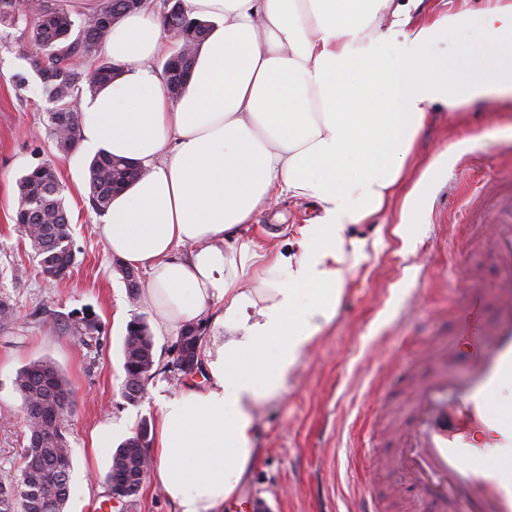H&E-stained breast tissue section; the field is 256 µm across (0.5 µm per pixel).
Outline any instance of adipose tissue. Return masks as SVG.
<instances>
[{
  "label": "adipose tissue",
  "instance_id": "adipose-tissue-1",
  "mask_svg": "<svg viewBox=\"0 0 512 512\" xmlns=\"http://www.w3.org/2000/svg\"><path fill=\"white\" fill-rule=\"evenodd\" d=\"M423 0H184L216 22L186 92L150 63L173 46L153 15H127L100 45L120 74L81 105L80 145L142 161L99 234L147 271L158 335L210 315L202 382L158 396L151 480L175 512H223L256 464L258 406L285 389L336 315L366 256L347 237L390 203L435 104L512 98V0L436 13ZM458 63L432 45L464 31ZM313 215L295 240L243 239L283 197Z\"/></svg>",
  "mask_w": 512,
  "mask_h": 512
}]
</instances>
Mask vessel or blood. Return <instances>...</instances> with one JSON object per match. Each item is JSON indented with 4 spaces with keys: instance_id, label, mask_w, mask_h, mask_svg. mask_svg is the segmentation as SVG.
I'll return each mask as SVG.
<instances>
[{
    "instance_id": "1",
    "label": "vessel or blood",
    "mask_w": 512,
    "mask_h": 512,
    "mask_svg": "<svg viewBox=\"0 0 512 512\" xmlns=\"http://www.w3.org/2000/svg\"><path fill=\"white\" fill-rule=\"evenodd\" d=\"M491 224L482 247L497 275L459 289L455 332L436 349L464 372L421 383L391 453L395 470L439 512H512V466L485 463L488 449L512 448V412L489 409L512 379V193L498 199Z\"/></svg>"
}]
</instances>
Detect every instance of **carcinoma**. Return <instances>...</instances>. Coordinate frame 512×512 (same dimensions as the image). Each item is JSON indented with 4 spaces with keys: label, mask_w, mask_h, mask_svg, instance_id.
I'll list each match as a JSON object with an SVG mask.
<instances>
[{
    "label": "carcinoma",
    "mask_w": 512,
    "mask_h": 512,
    "mask_svg": "<svg viewBox=\"0 0 512 512\" xmlns=\"http://www.w3.org/2000/svg\"><path fill=\"white\" fill-rule=\"evenodd\" d=\"M126 7L127 0H100L97 10L77 25L63 0H40L35 11L30 0H0V25L14 26L15 17L23 18L34 11V22L25 32L26 42L37 44L42 50L33 61L43 95L53 104L47 112V122L54 147L61 154L73 151L80 141L81 113L71 111L70 102L84 94L96 95L118 75V68L98 55V48ZM160 7L163 30L178 36L173 56L162 65L165 83L178 99L185 92L199 49L214 24L189 18L177 0L169 5L163 2ZM146 173V167L138 161L99 151L88 170L91 207L100 214L106 213L112 197ZM57 183V171L48 162L23 174L17 183L14 223L39 257L38 273L63 282L71 277L75 251L65 196L55 192ZM62 329L90 343L96 339L99 325L92 316L74 312L63 322ZM202 342V325L188 324L177 338L179 351L174 362L197 359ZM123 355V396L136 403L152 379L155 365L153 336L145 319L128 324ZM15 387L23 401L28 442L22 448L19 478L4 487L0 485V512H63L73 469L65 422L73 408H68L58 420L54 419V410L63 400L73 402V390L47 360L32 361L22 367L16 374ZM149 444L148 427L142 425L115 448L106 474L109 486L122 489L128 497L139 492L144 463L150 462L146 453Z\"/></svg>",
    "instance_id": "obj_1"
}]
</instances>
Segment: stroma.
<instances>
[{"mask_svg": "<svg viewBox=\"0 0 512 512\" xmlns=\"http://www.w3.org/2000/svg\"><path fill=\"white\" fill-rule=\"evenodd\" d=\"M26 26L22 19L15 27H0V297L16 310L14 323L0 329V480L19 476L27 443L15 375L31 361H51L75 394L67 434L74 468L64 512H86L89 499L107 498L112 447L139 426L155 428L158 395L172 394L182 377L172 369L175 337H158L155 376L143 397L131 403L122 395L127 326L139 317L153 321L155 311L129 299L117 260L98 234L103 217L91 209L85 185L90 155L78 149L64 156L54 148L46 121L50 105L27 52ZM18 73L27 77L25 87L15 86ZM442 150L447 160L411 209H404L403 198L420 171ZM46 161L67 187L76 248L71 279L57 284L38 275V259L13 221L18 178ZM503 181L512 182V103L492 96L455 112L434 105L400 198L377 220L347 230L366 241L367 256L346 284L335 319L303 354L283 394L260 409L262 455L241 489L245 503L261 501L264 512H355L369 483L385 496L384 512H432L408 490L401 501L390 500L396 472L357 470L349 447L371 431L375 455L391 451L393 431L371 423L379 407L402 410L412 392L400 388L385 404V383L415 364L435 337L451 331L455 289L475 277L492 280L494 265L470 241L462 216L480 208ZM308 215L307 203L284 197L258 210L246 235L265 243ZM403 219L408 235L402 239L393 230ZM75 311L96 316V344L83 345L59 329V321ZM105 422L112 425V438L98 448L94 437Z\"/></svg>", "mask_w": 512, "mask_h": 512, "instance_id": "35a3bbf8", "label": "stroma"}]
</instances>
